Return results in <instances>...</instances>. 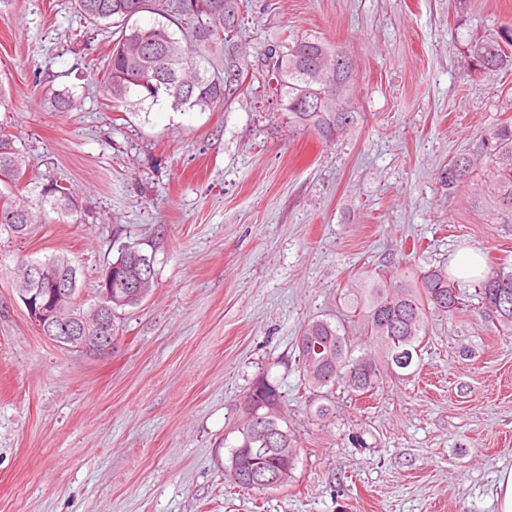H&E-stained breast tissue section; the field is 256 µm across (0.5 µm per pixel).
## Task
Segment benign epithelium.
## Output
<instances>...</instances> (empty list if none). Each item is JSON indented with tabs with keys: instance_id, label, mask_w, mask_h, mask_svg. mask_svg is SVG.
<instances>
[{
	"instance_id": "obj_1",
	"label": "benign epithelium",
	"mask_w": 512,
	"mask_h": 512,
	"mask_svg": "<svg viewBox=\"0 0 512 512\" xmlns=\"http://www.w3.org/2000/svg\"><path fill=\"white\" fill-rule=\"evenodd\" d=\"M21 279L30 287L20 290L31 322L45 337L61 346L85 352L93 350L100 355H109L116 346L117 337L112 335V277L105 272V280L100 283V303L90 313L76 311L70 313L68 335L62 336L56 329V309L45 310L40 304L41 289L54 288L62 293L59 284L50 276L47 267L29 263L20 271Z\"/></svg>"
}]
</instances>
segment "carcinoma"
<instances>
[{
    "mask_svg": "<svg viewBox=\"0 0 512 512\" xmlns=\"http://www.w3.org/2000/svg\"><path fill=\"white\" fill-rule=\"evenodd\" d=\"M74 10L94 28H115L109 53L99 62L102 87L112 108L136 112L145 104L164 100L176 111L227 110L247 98L261 101L276 96L290 123L310 129L323 138L342 133L358 123L360 113L339 96L336 84L349 87L351 63L336 64V48L310 37L288 40L277 36L264 40L254 59L242 49L239 37L244 0H72ZM144 12L161 15L176 25L181 37L161 23L142 25ZM512 49V22L495 34L475 39L469 47L474 70L492 73L512 62L502 47ZM253 70L245 89L224 81L231 66ZM57 112L81 107V98L68 89L49 97ZM27 164L12 135L0 130V229L5 224H38L46 210L61 217L78 212V201L68 188L48 182L23 193L19 186ZM496 203V213L512 217V121L502 122L480 136L478 153L458 155L439 173L441 187L456 192L474 182L475 175ZM62 284H69L63 304H75L78 268L66 256L44 260ZM112 266V310L136 308L142 300L123 304L127 283L143 276L145 296L154 290V261L137 246L121 249ZM474 297L491 317L495 328L512 333V265L500 262L489 268L477 284ZM346 318L331 321L314 318L297 337L300 381L310 414L326 420L335 413L334 394L344 388L354 396L373 395L383 375L404 378L419 366L426 344L429 317L464 313L469 304L448 269L433 266L412 276L394 273L365 276L360 292L343 297ZM359 318L362 334L380 355H354L346 319ZM249 413L243 414L240 437L232 447L228 470L233 483L258 489L238 480L244 472L258 479L280 480L285 487L293 479L297 456L288 428L283 426L282 397L278 384L266 377L250 388Z\"/></svg>",
    "mask_w": 512,
    "mask_h": 512,
    "instance_id": "1",
    "label": "carcinoma"
}]
</instances>
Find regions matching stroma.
Returning a JSON list of instances; mask_svg holds the SVG:
<instances>
[{
    "label": "stroma",
    "mask_w": 512,
    "mask_h": 512,
    "mask_svg": "<svg viewBox=\"0 0 512 512\" xmlns=\"http://www.w3.org/2000/svg\"><path fill=\"white\" fill-rule=\"evenodd\" d=\"M512 21V0H248L252 44L312 36L341 48L359 124L323 141L277 104L255 111L118 112L97 65L106 34L70 0H0V126L27 179L73 191L77 214L0 234V512H498L512 466V335L480 309L429 319L416 376L372 398L335 393L310 417L295 338L343 312L359 273L512 261L490 197L447 193L448 160L512 117V67L468 64L471 40ZM69 88L57 112L36 86ZM156 287L115 319L112 354L48 340L13 272L64 254L90 304L127 244ZM279 383L299 451L291 486L248 490L225 468L242 401ZM494 492L499 512H512V467L501 471Z\"/></svg>",
    "instance_id": "1"
}]
</instances>
